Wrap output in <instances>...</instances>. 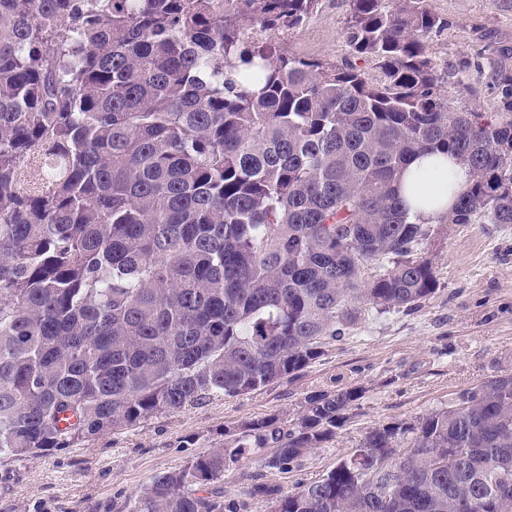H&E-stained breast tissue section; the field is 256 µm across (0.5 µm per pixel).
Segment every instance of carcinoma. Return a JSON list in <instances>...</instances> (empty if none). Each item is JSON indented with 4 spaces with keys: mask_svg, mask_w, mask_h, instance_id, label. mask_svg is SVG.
<instances>
[{
    "mask_svg": "<svg viewBox=\"0 0 512 512\" xmlns=\"http://www.w3.org/2000/svg\"><path fill=\"white\" fill-rule=\"evenodd\" d=\"M318 2L0 0V457L259 391L363 313L425 301L435 229L398 195L418 153L468 169L440 223L512 224V71L495 111L455 108L424 0H348L352 62L288 50ZM468 68L446 76L474 95ZM360 398L226 427L129 512H245L226 472L292 470ZM244 495L274 512H512V372L369 429L318 481Z\"/></svg>",
    "mask_w": 512,
    "mask_h": 512,
    "instance_id": "carcinoma-1",
    "label": "carcinoma"
}]
</instances>
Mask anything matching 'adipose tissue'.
<instances>
[{"label": "adipose tissue", "mask_w": 512, "mask_h": 512, "mask_svg": "<svg viewBox=\"0 0 512 512\" xmlns=\"http://www.w3.org/2000/svg\"><path fill=\"white\" fill-rule=\"evenodd\" d=\"M468 179L467 169L459 163H448L438 155H420L408 165L400 187V195L416 221L437 223L451 207L455 190Z\"/></svg>", "instance_id": "obj_1"}]
</instances>
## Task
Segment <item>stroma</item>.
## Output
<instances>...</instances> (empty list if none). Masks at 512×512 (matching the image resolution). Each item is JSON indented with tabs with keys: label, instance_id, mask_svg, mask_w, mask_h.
I'll list each match as a JSON object with an SVG mask.
<instances>
[{
	"label": "stroma",
	"instance_id": "1",
	"mask_svg": "<svg viewBox=\"0 0 512 512\" xmlns=\"http://www.w3.org/2000/svg\"><path fill=\"white\" fill-rule=\"evenodd\" d=\"M426 6L446 22L428 40L438 69L462 59L472 64L469 82L476 95L448 82L450 102L492 111L493 72L503 65L512 69V0H426ZM348 10V0H319L289 37V49L337 63L348 58ZM426 251L437 280L430 298L409 310L364 318L288 379L105 432L74 448L0 459V512H85L123 504L155 474L182 468L224 427L270 415L290 421L309 395L358 388L361 398L349 421L298 468L280 473L250 463L224 477L228 499L241 498L257 481L288 490L321 479L370 428L446 409L457 392L512 371V224H441Z\"/></svg>",
	"mask_w": 512,
	"mask_h": 512
}]
</instances>
